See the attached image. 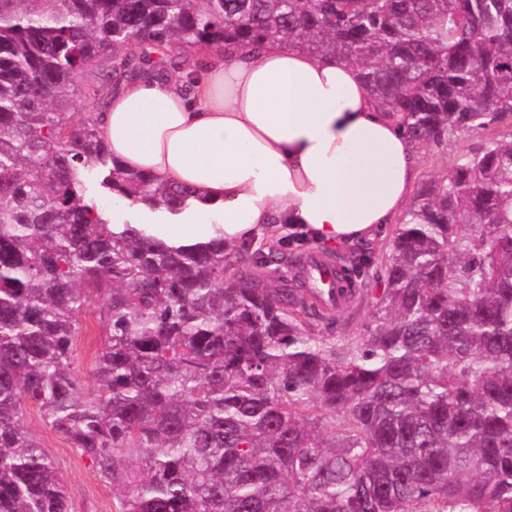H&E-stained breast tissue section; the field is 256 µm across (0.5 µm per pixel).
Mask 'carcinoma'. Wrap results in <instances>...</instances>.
I'll list each match as a JSON object with an SVG mask.
<instances>
[{"label": "carcinoma", "instance_id": "1", "mask_svg": "<svg viewBox=\"0 0 512 512\" xmlns=\"http://www.w3.org/2000/svg\"><path fill=\"white\" fill-rule=\"evenodd\" d=\"M276 37L359 70L416 143L512 118V0H0V512H70L23 409L113 512H512V139L421 185L371 325L331 321L224 234L170 244L85 195L176 216L98 117L126 81ZM103 333L85 389L79 316Z\"/></svg>", "mask_w": 512, "mask_h": 512}]
</instances>
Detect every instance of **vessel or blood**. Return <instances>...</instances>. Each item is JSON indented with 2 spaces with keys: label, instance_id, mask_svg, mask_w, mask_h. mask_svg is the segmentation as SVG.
Here are the masks:
<instances>
[{
  "label": "vessel or blood",
  "instance_id": "1",
  "mask_svg": "<svg viewBox=\"0 0 512 512\" xmlns=\"http://www.w3.org/2000/svg\"><path fill=\"white\" fill-rule=\"evenodd\" d=\"M299 272L309 284L308 297L318 306L340 310L351 304L355 291L342 287L343 271L339 260L312 251L300 260Z\"/></svg>",
  "mask_w": 512,
  "mask_h": 512
}]
</instances>
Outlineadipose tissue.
Instances as JSON below:
<instances>
[{
  "mask_svg": "<svg viewBox=\"0 0 512 512\" xmlns=\"http://www.w3.org/2000/svg\"><path fill=\"white\" fill-rule=\"evenodd\" d=\"M99 120L127 168L205 197L153 226L172 242L206 240L218 223L235 247L291 224L353 246L397 221L418 177L414 142L355 68L277 39L209 59L188 84L138 77Z\"/></svg>",
  "mask_w": 512,
  "mask_h": 512,
  "instance_id": "adipose-tissue-1",
  "label": "adipose tissue"
}]
</instances>
